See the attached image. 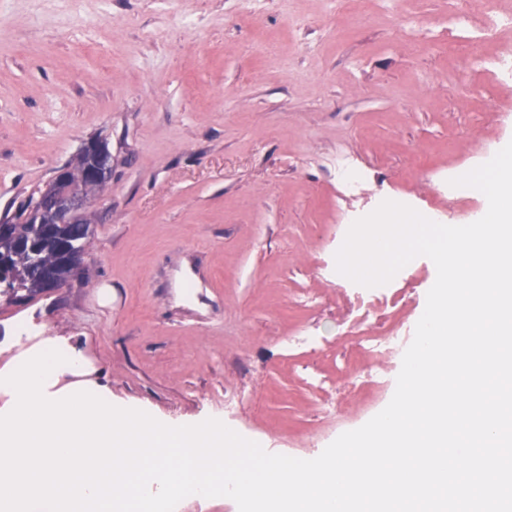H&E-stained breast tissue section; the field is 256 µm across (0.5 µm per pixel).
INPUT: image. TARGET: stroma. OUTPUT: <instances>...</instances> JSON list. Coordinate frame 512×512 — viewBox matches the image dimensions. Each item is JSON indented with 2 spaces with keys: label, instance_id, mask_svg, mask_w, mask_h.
Instances as JSON below:
<instances>
[{
  "label": "stroma",
  "instance_id": "stroma-1",
  "mask_svg": "<svg viewBox=\"0 0 512 512\" xmlns=\"http://www.w3.org/2000/svg\"><path fill=\"white\" fill-rule=\"evenodd\" d=\"M349 2L377 17L340 38L336 0H0V213L85 142L112 152L87 278L0 302V370L65 346L84 369L52 390L169 426L227 417L306 459L374 417L344 398L382 369L353 338L413 335L436 268L416 257L362 298L329 276L346 227L387 199L480 219L485 195L448 178L512 141V79L453 65L448 0H412L403 38L400 0Z\"/></svg>",
  "mask_w": 512,
  "mask_h": 512
}]
</instances>
